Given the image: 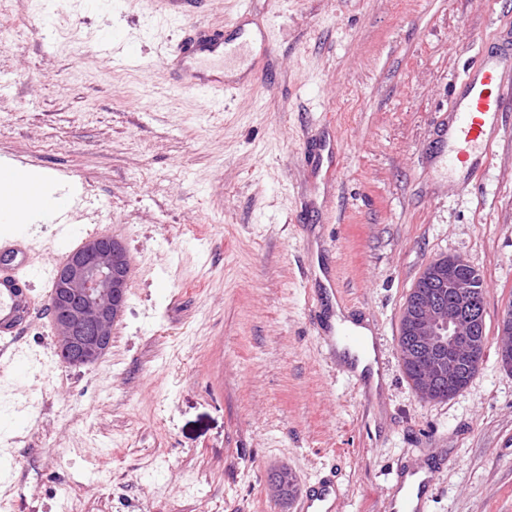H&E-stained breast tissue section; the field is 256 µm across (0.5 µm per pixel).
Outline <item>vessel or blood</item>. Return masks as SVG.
Here are the masks:
<instances>
[{
  "label": "vessel or blood",
  "instance_id": "b4317fda",
  "mask_svg": "<svg viewBox=\"0 0 512 512\" xmlns=\"http://www.w3.org/2000/svg\"><path fill=\"white\" fill-rule=\"evenodd\" d=\"M197 0H152L155 12L169 21H183ZM224 36L222 32L197 30L195 37L179 41L169 63L176 87L204 95L224 93ZM512 105V84L505 82L498 66L481 65L464 76L461 91L448 121L447 163L451 170L471 176L492 159L498 116ZM31 241L22 233L0 237V356L15 343L35 317L38 305L31 295L33 273ZM10 363L17 356L8 355ZM336 496L334 479H323L314 493L302 495L298 512H332L329 499Z\"/></svg>",
  "mask_w": 512,
  "mask_h": 512
}]
</instances>
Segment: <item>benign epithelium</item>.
I'll use <instances>...</instances> for the list:
<instances>
[{
  "mask_svg": "<svg viewBox=\"0 0 512 512\" xmlns=\"http://www.w3.org/2000/svg\"><path fill=\"white\" fill-rule=\"evenodd\" d=\"M470 264L448 255L429 263L420 275L426 290L405 304L397 343L402 367L420 366L412 381L425 401L441 400L443 383L460 366H481L486 345L484 290L463 276ZM130 263L119 239L93 236L59 266L50 294V314L58 353L68 366L98 362L112 346V327L127 305ZM498 357L512 371V306L499 322ZM285 468L270 475L272 493L288 497Z\"/></svg>",
  "mask_w": 512,
  "mask_h": 512,
  "instance_id": "obj_1",
  "label": "benign epithelium"
}]
</instances>
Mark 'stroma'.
<instances>
[{
	"mask_svg": "<svg viewBox=\"0 0 512 512\" xmlns=\"http://www.w3.org/2000/svg\"><path fill=\"white\" fill-rule=\"evenodd\" d=\"M512 0H206L197 26L268 32L213 103L172 87L181 26L145 0H0V164L71 183L72 230L130 260L97 364L56 352L50 315L0 371V499L12 512H296L336 477L335 512H392L427 466L424 512H512V112L478 180H452L440 122ZM36 293L60 258L29 228ZM482 275L487 347L445 401L414 391L400 314L433 260ZM327 268L335 287L319 276ZM368 321L377 397L326 343L332 305ZM499 336L501 344L498 357L502 365L512 371V306L507 305L503 310L499 322Z\"/></svg>",
	"mask_w": 512,
	"mask_h": 512,
	"instance_id": "35a3bbf8",
	"label": "stroma"
}]
</instances>
